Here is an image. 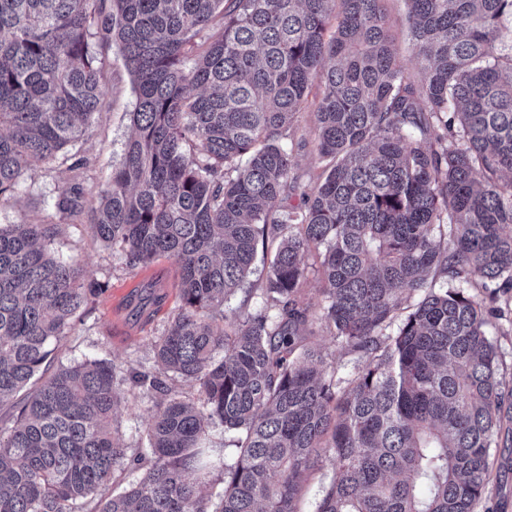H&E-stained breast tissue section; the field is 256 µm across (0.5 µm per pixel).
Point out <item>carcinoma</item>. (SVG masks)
<instances>
[{
    "instance_id": "carcinoma-1",
    "label": "carcinoma",
    "mask_w": 512,
    "mask_h": 512,
    "mask_svg": "<svg viewBox=\"0 0 512 512\" xmlns=\"http://www.w3.org/2000/svg\"><path fill=\"white\" fill-rule=\"evenodd\" d=\"M384 2L0 0V203L91 125L99 23L135 80V134L89 226L128 267L173 259L180 300L162 371L132 376L162 395L133 447L113 428L112 363L53 366L105 285L48 253L61 225H0V512H301L325 462L318 512H474L491 450L512 442L488 331L503 310L469 293L512 304V0H406L417 80ZM316 80L326 165L308 193L285 139ZM56 208L81 214V190ZM270 248L277 312L229 333L224 302ZM316 318L357 356L351 378L311 345ZM215 431L235 434L234 464L206 447ZM131 467L140 481L109 493ZM302 265L305 267V279L302 285L304 297L318 310L319 305L323 303V282L319 271L320 259L317 253L313 251L305 255L302 258ZM333 478V470L326 463L322 471L313 473L304 482L299 508L302 512H317L318 505L324 496L325 489Z\"/></svg>"
}]
</instances>
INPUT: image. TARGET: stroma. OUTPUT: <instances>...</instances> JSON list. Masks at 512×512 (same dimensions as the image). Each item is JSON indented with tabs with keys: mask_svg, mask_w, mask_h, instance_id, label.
<instances>
[{
	"mask_svg": "<svg viewBox=\"0 0 512 512\" xmlns=\"http://www.w3.org/2000/svg\"><path fill=\"white\" fill-rule=\"evenodd\" d=\"M96 50L104 86L99 114L78 142L65 147L53 161L32 167L19 177L13 198L0 204V224L61 223L59 235L47 245L49 252L66 261H79L88 279L104 282L106 289L71 319L60 342L58 361L67 365L103 358L126 377L133 372L153 373L159 369L154 343L179 305L177 265L173 259L162 257L146 267L129 268L119 250L106 248L91 237L85 217L64 220L55 208L61 192L75 185L82 188L87 205L97 204L101 191L112 179L113 169L124 157L131 135L133 78L112 44H97ZM314 110V102H307L288 130L290 139L307 142L306 148L295 156V169L303 186L309 188L320 181L323 173L313 149ZM268 266L267 258L256 257L244 286L225 301L226 316L263 309L261 290ZM149 281L160 284L166 298L151 319H139L132 314L130 293ZM117 397L115 426L126 442L137 443L145 437L156 402L140 397L126 381L118 386ZM475 512H512V449L495 452L489 482Z\"/></svg>",
	"mask_w": 512,
	"mask_h": 512,
	"instance_id": "35a3bbf8",
	"label": "stroma"
}]
</instances>
